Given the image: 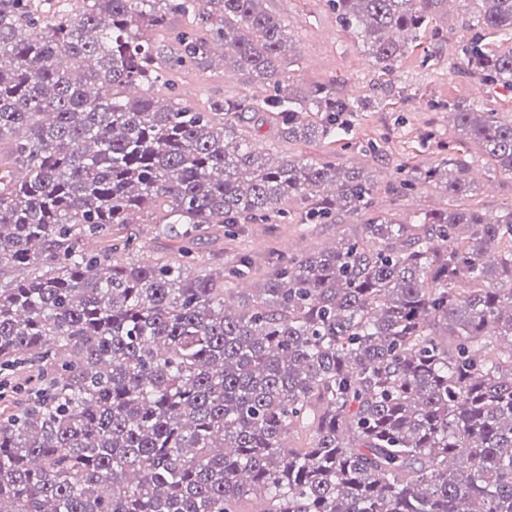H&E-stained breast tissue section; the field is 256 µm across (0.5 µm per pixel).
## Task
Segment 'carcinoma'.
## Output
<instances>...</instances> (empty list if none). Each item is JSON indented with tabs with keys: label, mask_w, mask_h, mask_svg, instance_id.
Returning <instances> with one entry per match:
<instances>
[{
	"label": "carcinoma",
	"mask_w": 512,
	"mask_h": 512,
	"mask_svg": "<svg viewBox=\"0 0 512 512\" xmlns=\"http://www.w3.org/2000/svg\"><path fill=\"white\" fill-rule=\"evenodd\" d=\"M393 68L444 0H331ZM470 4L466 69L512 86V0ZM190 19L176 65L224 64L269 95L201 112L173 95L151 38ZM288 25L263 0H0V512H512V207L471 199L474 145L512 177V122L454 108L448 153L401 188L459 201L404 222L372 212L364 170L256 147L244 112L328 140L361 105L285 85ZM162 84L167 98L131 95ZM361 217L332 249L196 272L195 237ZM172 256L133 258L130 216ZM108 242L95 254L84 240ZM305 435L291 447L284 438Z\"/></svg>",
	"instance_id": "1"
}]
</instances>
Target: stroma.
Segmentation results:
<instances>
[{
	"label": "stroma",
	"instance_id": "1",
	"mask_svg": "<svg viewBox=\"0 0 512 512\" xmlns=\"http://www.w3.org/2000/svg\"><path fill=\"white\" fill-rule=\"evenodd\" d=\"M263 5L289 25L286 75L290 88L332 84L339 95L367 102L368 109L352 113L347 131L335 139L311 142L282 138L268 114L245 113L244 123L259 147L274 157L304 155L342 168L363 169L375 183L378 212L409 220L420 210L454 206V199L429 186L405 195L396 191L395 183L404 164L434 165L441 160L435 140L449 137L453 106L476 104L503 121L512 120V86H486L464 72L462 45L469 15L458 0H443L427 29L390 72L369 61L361 39L341 23L330 0H264ZM157 47L179 99L197 109L208 110L224 99L251 100L265 94L263 87L218 60L203 69L174 67L178 51L173 39L158 38ZM372 143L377 153H368ZM468 178L479 189L474 201L483 212L495 215L512 206V178L489 171L481 157L472 158ZM354 229L349 221L247 224L233 241L203 235L198 251L210 274L234 264L239 253L252 256L253 276L236 283L230 292L233 307L239 309L259 287L271 250L293 256L316 253L337 245Z\"/></svg>",
	"mask_w": 512,
	"mask_h": 512
}]
</instances>
